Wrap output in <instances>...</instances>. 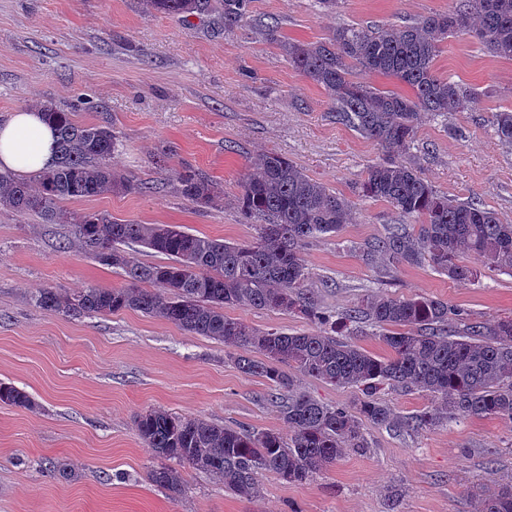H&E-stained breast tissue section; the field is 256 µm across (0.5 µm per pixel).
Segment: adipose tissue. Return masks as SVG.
Wrapping results in <instances>:
<instances>
[{"label":"adipose tissue","mask_w":512,"mask_h":512,"mask_svg":"<svg viewBox=\"0 0 512 512\" xmlns=\"http://www.w3.org/2000/svg\"><path fill=\"white\" fill-rule=\"evenodd\" d=\"M54 133L38 109L13 112L0 122V169L27 176L54 166Z\"/></svg>","instance_id":"ef3b65f1"}]
</instances>
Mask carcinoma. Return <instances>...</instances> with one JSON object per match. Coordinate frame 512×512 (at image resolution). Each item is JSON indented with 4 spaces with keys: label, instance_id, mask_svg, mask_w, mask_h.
<instances>
[{
    "label": "carcinoma",
    "instance_id": "1",
    "mask_svg": "<svg viewBox=\"0 0 512 512\" xmlns=\"http://www.w3.org/2000/svg\"><path fill=\"white\" fill-rule=\"evenodd\" d=\"M249 0H224V27L247 15ZM148 11L165 15L204 14L211 0H142ZM288 63L322 87L336 108V120L358 131L386 153L369 166L357 187L399 214L416 218L395 225L369 246L397 263L428 264L453 280L477 270L460 262L471 254L483 266L512 273V224L474 202H461L426 181L412 149L426 115L472 110L475 92L439 76L434 61L448 36L472 33L493 57L512 59V0H465L446 13L382 27L343 25L324 42L304 43L265 25ZM391 77L409 89L382 91L354 80L355 69ZM56 126L58 161L46 171L20 178L0 170V209L35 215L46 224H68L78 247L98 263L120 268L123 288L89 287L76 293L42 288L34 304L72 316L135 310L172 323L196 336L243 349L227 356L245 374L269 380L280 395V413L289 434L241 429L202 418L154 409L139 416L140 439L164 463L150 472L169 495L184 492L179 467L212 475L235 495L261 494L258 474L271 472L288 483L304 482L347 452L370 451L364 424L398 423L380 400L381 389L426 393L431 406L406 420L413 427L467 417L512 421V318L472 322L465 313L432 297L370 294L341 313L324 311L310 289L311 273L302 252L309 240L333 235L351 219L349 201L292 161L274 153L257 155L236 198L241 214L255 226L245 244L192 234L177 224L118 222L105 212L71 211L65 200L112 193H145L146 184L112 172L117 137L106 122L79 123L73 113L40 103ZM501 144L512 149V111L491 120ZM181 195L199 206L224 203V187L207 174H177ZM130 244L162 254L168 262L145 264L125 250ZM296 312L322 329L307 333L262 332L224 315L229 307ZM381 330L384 357L354 340L359 325ZM302 375L361 392L354 409L332 406L297 389ZM0 403L32 409L30 395L0 382ZM476 512H512V485L480 500Z\"/></svg>",
    "mask_w": 512,
    "mask_h": 512
}]
</instances>
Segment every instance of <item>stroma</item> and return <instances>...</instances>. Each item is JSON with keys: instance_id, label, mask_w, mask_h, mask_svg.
Wrapping results in <instances>:
<instances>
[{"instance_id": "1", "label": "stroma", "mask_w": 512, "mask_h": 512, "mask_svg": "<svg viewBox=\"0 0 512 512\" xmlns=\"http://www.w3.org/2000/svg\"><path fill=\"white\" fill-rule=\"evenodd\" d=\"M457 3L340 0L330 13L316 0H250V21L228 31L219 5L185 20L147 11L141 0H0V118L36 101L83 123L108 115L121 140L113 170L152 190L75 201L70 210L178 224L229 243L255 234L234 203L251 159L279 154L351 203L352 222L304 250L325 309L383 292L435 297L473 321L512 318V274L472 255L461 260L478 275L466 281L382 255L362 259L367 243L402 221L355 190L382 153L337 122L325 90L263 31L273 21L281 35L315 42L345 23L406 25ZM435 69L472 88L478 108L423 119L413 149L421 173L439 192L512 223V150L490 123L512 111V61L458 33L442 43ZM186 167L221 182L223 203L199 207L182 197L175 175ZM125 284L121 269L82 253L70 225L0 210V382L36 402L30 410L0 404V512H475L478 498L512 484V422L473 417L414 429L366 425L367 454L346 453L303 483L261 473L252 500L186 466L184 494L170 496L149 479L158 459L138 435V415L161 408L219 425L288 427L271 383L242 373L217 341L137 311L69 316L32 300L41 288ZM226 314L264 332L316 329L284 311ZM51 462L78 479L49 471Z\"/></svg>"}]
</instances>
